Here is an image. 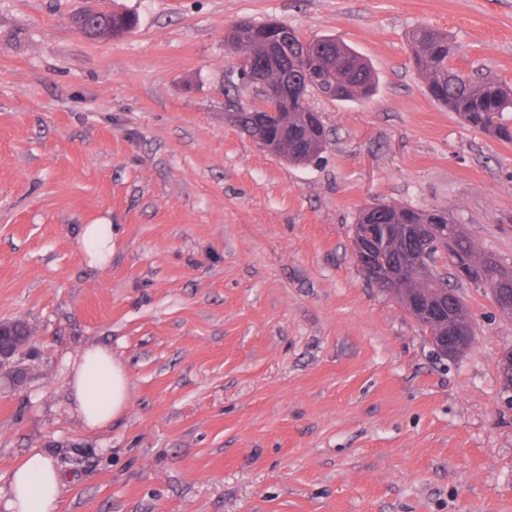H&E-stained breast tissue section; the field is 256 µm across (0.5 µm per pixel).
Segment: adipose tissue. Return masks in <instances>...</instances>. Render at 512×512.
Returning a JSON list of instances; mask_svg holds the SVG:
<instances>
[{
    "instance_id": "obj_1",
    "label": "adipose tissue",
    "mask_w": 512,
    "mask_h": 512,
    "mask_svg": "<svg viewBox=\"0 0 512 512\" xmlns=\"http://www.w3.org/2000/svg\"><path fill=\"white\" fill-rule=\"evenodd\" d=\"M71 407L83 425L99 429L128 407L130 383L125 365L106 347L78 353L69 373ZM64 478L53 457L32 450L9 474L6 512H55Z\"/></svg>"
}]
</instances>
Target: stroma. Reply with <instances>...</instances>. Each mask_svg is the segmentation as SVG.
<instances>
[{
	"label": "stroma",
	"instance_id": "stroma-1",
	"mask_svg": "<svg viewBox=\"0 0 512 512\" xmlns=\"http://www.w3.org/2000/svg\"><path fill=\"white\" fill-rule=\"evenodd\" d=\"M137 27L90 40L84 7ZM330 35L367 102L309 95L329 133L294 166L226 118L250 103L226 24ZM512 83V0H0V486L34 448L81 458L56 512H512V317L462 284L476 334L448 360L354 260L374 203L442 209L512 262V143L430 99L408 32ZM89 224L114 228L92 260ZM111 348L125 413L84 428L67 363ZM13 323H15V330H17L18 333L29 334V329L25 322L18 320ZM13 323H0V363L2 364L12 361L14 357L20 353L22 348H25L31 340V336H29L25 343H22L23 345L20 348H17L19 343L16 341L14 336L20 335H16Z\"/></svg>",
	"mask_w": 512,
	"mask_h": 512
}]
</instances>
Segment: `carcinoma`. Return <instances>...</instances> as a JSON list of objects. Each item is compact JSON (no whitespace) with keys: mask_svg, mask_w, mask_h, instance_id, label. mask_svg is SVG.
<instances>
[{"mask_svg":"<svg viewBox=\"0 0 512 512\" xmlns=\"http://www.w3.org/2000/svg\"><path fill=\"white\" fill-rule=\"evenodd\" d=\"M137 24L131 14H97L82 29L94 39L119 37ZM411 63L427 82L430 97L457 113L469 126L502 141L512 142V85L482 74L464 75L450 64L455 46L448 33L420 26L408 36ZM228 47L242 53L251 65L271 82L288 86L287 103L280 109L275 126L268 130L277 141V157L303 166L320 157L328 133L318 112L306 101H299L294 89L305 86L306 94H317L330 101L364 103L375 92V76L368 63L349 45L332 36L311 40L276 21L247 22ZM358 224H374L379 229L380 257L389 261L404 249L397 236L400 224H452L448 212L393 204H376L373 210L356 217ZM456 249L448 256V266L458 283L477 288H497L512 295V266L498 257L480 251L463 230L455 235ZM466 263L472 278L460 277L456 259ZM393 287L406 294H422L444 288L443 279L416 278L408 272L393 281Z\"/></svg>","mask_w":512,"mask_h":512,"instance_id":"1","label":"carcinoma"}]
</instances>
